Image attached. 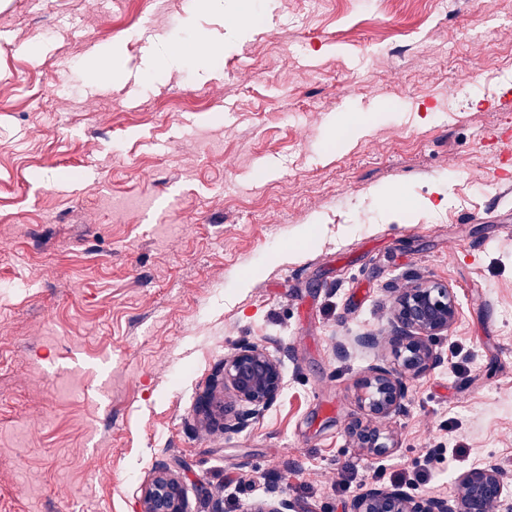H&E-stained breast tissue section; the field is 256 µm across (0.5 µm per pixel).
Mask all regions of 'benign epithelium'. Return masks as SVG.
<instances>
[{
	"label": "benign epithelium",
	"mask_w": 512,
	"mask_h": 512,
	"mask_svg": "<svg viewBox=\"0 0 512 512\" xmlns=\"http://www.w3.org/2000/svg\"><path fill=\"white\" fill-rule=\"evenodd\" d=\"M457 315L456 297L445 285L418 282L400 291L392 313L393 363L373 366L355 387L365 419L349 429L352 447L371 457L389 452V437L374 422L403 412L405 378L443 363L433 340L448 335ZM220 375L224 395L241 406L233 418L224 421L226 432L247 429L280 399L285 387L281 360L264 345L250 341L239 343L224 356ZM507 488L502 468L486 462L458 475L448 496L419 497L399 485L372 484L352 499L349 512H512V493ZM140 512H192L182 481L167 467H156L142 487ZM252 512H296V505L279 482L272 480Z\"/></svg>",
	"instance_id": "benign-epithelium-1"
}]
</instances>
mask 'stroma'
I'll use <instances>...</instances> for the list:
<instances>
[{"label": "stroma", "instance_id": "obj_1", "mask_svg": "<svg viewBox=\"0 0 512 512\" xmlns=\"http://www.w3.org/2000/svg\"><path fill=\"white\" fill-rule=\"evenodd\" d=\"M473 8L0 0V512H139L161 464L192 512L207 493L250 512L271 479L298 512H349L375 483L512 476V0L479 50ZM104 50L119 69L88 83ZM417 279L453 288L458 318L369 457L354 385ZM244 340L285 388L228 433L202 402Z\"/></svg>", "mask_w": 512, "mask_h": 512}]
</instances>
